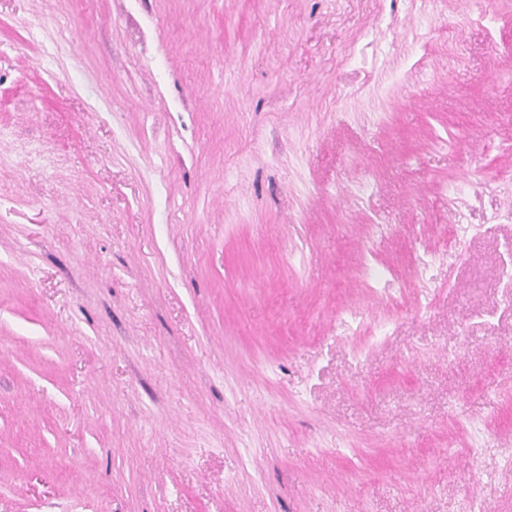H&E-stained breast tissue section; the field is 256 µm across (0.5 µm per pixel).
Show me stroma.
I'll return each mask as SVG.
<instances>
[{"label": "stroma", "mask_w": 512, "mask_h": 512, "mask_svg": "<svg viewBox=\"0 0 512 512\" xmlns=\"http://www.w3.org/2000/svg\"><path fill=\"white\" fill-rule=\"evenodd\" d=\"M0 512H512V0H0Z\"/></svg>", "instance_id": "obj_1"}]
</instances>
